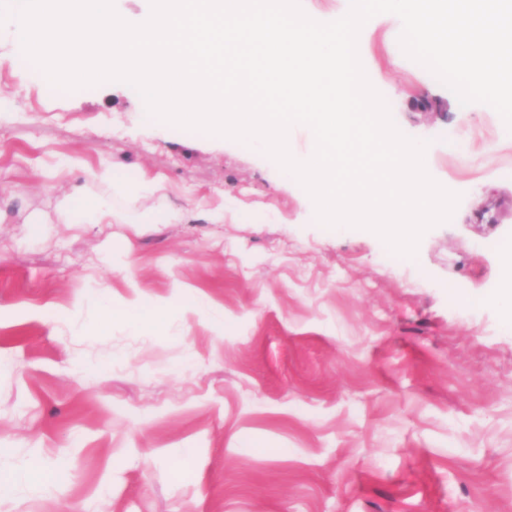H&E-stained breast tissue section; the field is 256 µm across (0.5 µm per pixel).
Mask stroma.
Returning <instances> with one entry per match:
<instances>
[{
  "mask_svg": "<svg viewBox=\"0 0 512 512\" xmlns=\"http://www.w3.org/2000/svg\"><path fill=\"white\" fill-rule=\"evenodd\" d=\"M400 31L370 18L363 68L461 199L387 262L374 233L320 224L258 146L160 121L124 82L44 92L0 25V512H512V310L492 299L512 131L398 54ZM104 164L122 190L88 180ZM157 180L164 224L59 212L79 189L142 214ZM219 206L223 223L185 218ZM180 289L223 329L112 315Z\"/></svg>",
  "mask_w": 512,
  "mask_h": 512,
  "instance_id": "obj_1",
  "label": "stroma"
}]
</instances>
